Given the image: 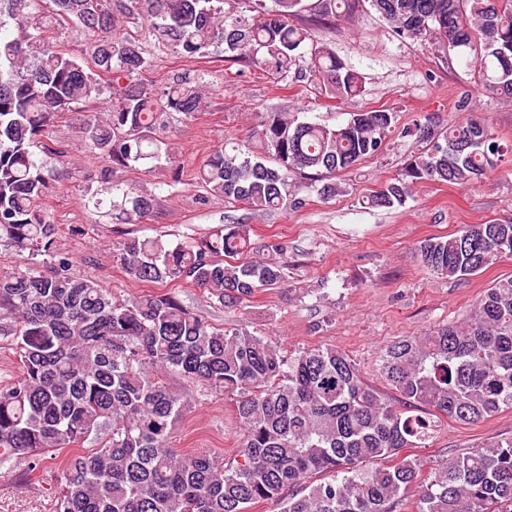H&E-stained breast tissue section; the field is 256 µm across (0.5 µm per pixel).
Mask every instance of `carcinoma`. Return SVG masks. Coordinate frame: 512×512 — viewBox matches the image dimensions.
<instances>
[{
    "label": "carcinoma",
    "mask_w": 512,
    "mask_h": 512,
    "mask_svg": "<svg viewBox=\"0 0 512 512\" xmlns=\"http://www.w3.org/2000/svg\"><path fill=\"white\" fill-rule=\"evenodd\" d=\"M38 2L0 0V244L29 260L24 271L0 270V343L18 363L16 378L0 385V468L33 471L46 455L93 440L56 468V512H246L260 500L280 502L281 512H393L417 481V512H512V439L452 457L423 481L416 459L382 465L403 448L426 447L440 416L477 423L512 408L511 276L475 300L467 321L385 349L381 372L403 400L397 408L333 347L287 354L242 327L207 324L173 295L116 298L97 280L72 275L70 259L55 250L57 228L42 207L48 177L34 155L65 157L47 135L61 113L112 101L105 116L78 127L110 182L116 166L175 164L168 117L202 107L199 87L186 80L160 95L137 82L148 61L119 17L142 19L154 43L189 58L221 41L230 58L275 79L300 59L325 92L361 95L363 77L294 22L303 0H277L275 13L249 20L224 12L223 0H49L48 16ZM370 3L401 37L469 50L485 91L512 97V0ZM320 4L326 17L348 14L349 0ZM65 19L93 35L90 60L48 37ZM394 122L386 109L353 113L338 126L268 112L257 130L262 155L216 151L196 179L253 211L299 204L297 176L311 170L326 179L353 168L382 150ZM502 152L485 120L450 125L370 203L402 204L419 180L479 181ZM106 193L107 213L126 224L152 211L147 196L112 185ZM252 249L245 231L220 225L174 246L130 237L113 260L134 280L191 284L224 306L285 281L280 242L264 245L259 264L243 259ZM417 252L430 270L461 279L512 256V224L469 225L420 241ZM166 373L237 396L240 460L226 466L169 448L190 395L169 389Z\"/></svg>",
    "instance_id": "carcinoma-1"
}]
</instances>
